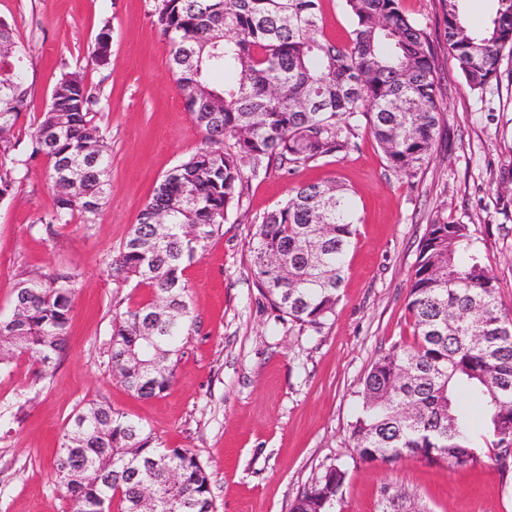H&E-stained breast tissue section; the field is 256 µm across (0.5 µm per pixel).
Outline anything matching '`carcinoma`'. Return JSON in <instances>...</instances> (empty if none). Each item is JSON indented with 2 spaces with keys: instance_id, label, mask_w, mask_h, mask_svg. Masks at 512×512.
<instances>
[{
  "instance_id": "carcinoma-1",
  "label": "carcinoma",
  "mask_w": 512,
  "mask_h": 512,
  "mask_svg": "<svg viewBox=\"0 0 512 512\" xmlns=\"http://www.w3.org/2000/svg\"><path fill=\"white\" fill-rule=\"evenodd\" d=\"M461 0H442L445 36L470 90L482 92L512 51V0H497L474 29ZM349 44L323 34L319 0H156L160 35L204 142L154 189L119 254L113 277L151 290L112 321V372L153 398L171 385L194 318L186 265L239 208L245 184L272 167L339 157L365 127L388 166L408 178L428 166L440 126L436 57L425 29L401 0H344ZM25 47L0 62V200L19 171L49 165L55 208L48 227L95 217L106 197L110 158L96 122V97L77 72L55 85L49 106L17 152L15 128L28 109ZM356 234L347 186L334 179L290 190L251 241L252 272L277 319L319 334L334 314ZM78 274L32 276L0 318V371L22 356L50 370L69 333ZM407 309L413 342L396 344L362 381L352 429L363 462L419 457L462 468L488 452L512 482V314L498 295L467 224L438 218L421 243ZM477 399L485 426L471 428L465 401ZM347 472L328 468L291 512H332ZM75 512H101L119 491L120 512H212L209 475L185 448H164L142 423L91 401L70 418L54 462Z\"/></svg>"
}]
</instances>
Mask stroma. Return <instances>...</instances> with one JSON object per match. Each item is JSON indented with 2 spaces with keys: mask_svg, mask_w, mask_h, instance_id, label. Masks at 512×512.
Masks as SVG:
<instances>
[{
  "mask_svg": "<svg viewBox=\"0 0 512 512\" xmlns=\"http://www.w3.org/2000/svg\"><path fill=\"white\" fill-rule=\"evenodd\" d=\"M156 0H0V19L26 48L28 131L68 72L99 98L97 121L112 157L109 190L95 223L46 228L55 207L48 164L36 159L0 200V316L19 281L70 266L79 273L70 330L44 378L26 357L0 373V512H73L53 464L69 416L97 400L141 421L168 448L189 449L211 480L213 512H291L311 481L343 466L334 512H512L488 456L451 471L418 458L365 463L351 424L361 382L376 357L412 342L407 309L419 244L434 218L470 225L512 308V52L497 80L470 91L445 38L440 0H403L425 27L443 93L434 154L414 178L388 167L358 130L337 161L250 181L237 214L188 265L195 332L170 387L143 399L109 364L112 319L150 297L113 278L108 264L168 170L201 147L170 70V48L154 17ZM107 65L93 62L102 26ZM335 179L351 191L358 218L334 315L321 334L276 320L259 294L249 241L290 188Z\"/></svg>",
  "mask_w": 512,
  "mask_h": 512,
  "instance_id": "1",
  "label": "stroma"
}]
</instances>
